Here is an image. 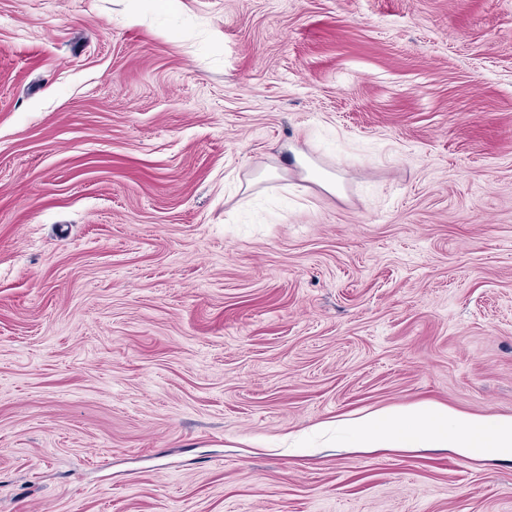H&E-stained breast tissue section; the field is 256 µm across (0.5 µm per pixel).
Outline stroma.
Here are the masks:
<instances>
[{"mask_svg": "<svg viewBox=\"0 0 512 512\" xmlns=\"http://www.w3.org/2000/svg\"><path fill=\"white\" fill-rule=\"evenodd\" d=\"M422 400L512 416V0H0V512H512L281 445Z\"/></svg>", "mask_w": 512, "mask_h": 512, "instance_id": "35a3bbf8", "label": "stroma"}]
</instances>
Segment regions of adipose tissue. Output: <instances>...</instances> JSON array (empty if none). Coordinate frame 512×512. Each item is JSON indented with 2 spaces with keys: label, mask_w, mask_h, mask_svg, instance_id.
<instances>
[{
  "label": "adipose tissue",
  "mask_w": 512,
  "mask_h": 512,
  "mask_svg": "<svg viewBox=\"0 0 512 512\" xmlns=\"http://www.w3.org/2000/svg\"><path fill=\"white\" fill-rule=\"evenodd\" d=\"M340 425L348 433V447L358 450L450 448L475 459L491 449L512 459V417L453 412L433 401L385 413L365 412L342 419Z\"/></svg>",
  "instance_id": "1"
}]
</instances>
